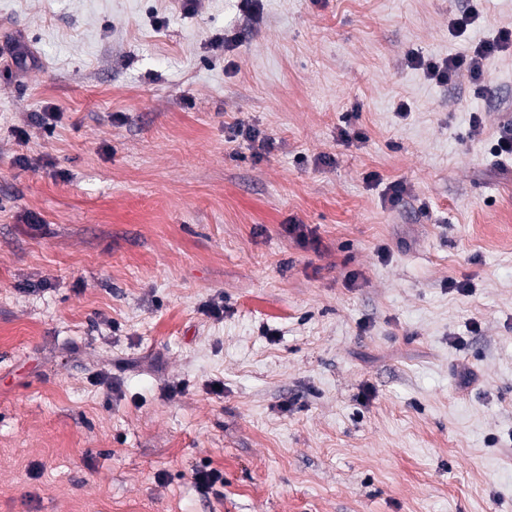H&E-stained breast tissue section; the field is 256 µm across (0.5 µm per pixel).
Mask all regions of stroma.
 <instances>
[{"label":"stroma","instance_id":"35a3bbf8","mask_svg":"<svg viewBox=\"0 0 512 512\" xmlns=\"http://www.w3.org/2000/svg\"><path fill=\"white\" fill-rule=\"evenodd\" d=\"M256 9L0 0V512H512V0ZM509 45L512 46V28H500L492 38L481 42L470 52L443 59L425 58L419 54H411L408 62L415 69L422 70L429 80L439 84L451 83L464 72L473 82L478 83L484 79L483 61Z\"/></svg>","mask_w":512,"mask_h":512}]
</instances>
